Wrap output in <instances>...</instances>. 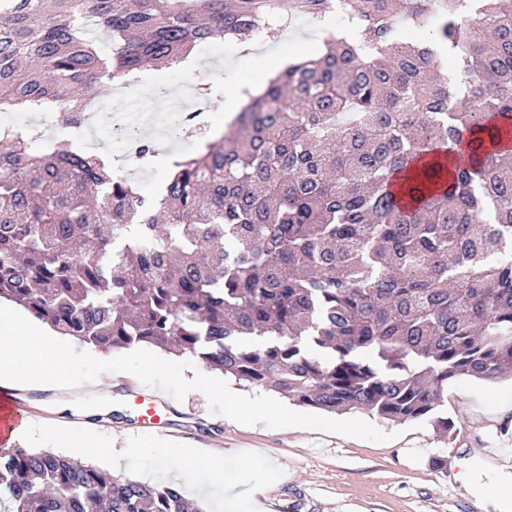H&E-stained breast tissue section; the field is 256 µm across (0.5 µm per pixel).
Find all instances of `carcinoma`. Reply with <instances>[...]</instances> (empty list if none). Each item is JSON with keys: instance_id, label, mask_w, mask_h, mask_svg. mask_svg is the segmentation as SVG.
I'll return each mask as SVG.
<instances>
[{"instance_id": "obj_1", "label": "carcinoma", "mask_w": 512, "mask_h": 512, "mask_svg": "<svg viewBox=\"0 0 512 512\" xmlns=\"http://www.w3.org/2000/svg\"><path fill=\"white\" fill-rule=\"evenodd\" d=\"M3 0L0 111L336 8L155 197L65 142L0 128V299L104 350L160 347L299 406L424 420L512 373V0ZM93 21L112 38L101 53ZM453 80L435 67L439 49ZM244 336H255L252 344ZM5 512H204L171 485L0 448Z\"/></svg>"}]
</instances>
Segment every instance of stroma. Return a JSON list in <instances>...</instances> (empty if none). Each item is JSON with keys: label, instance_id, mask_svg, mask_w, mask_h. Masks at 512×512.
I'll list each match as a JSON object with an SVG mask.
<instances>
[{"label": "stroma", "instance_id": "obj_1", "mask_svg": "<svg viewBox=\"0 0 512 512\" xmlns=\"http://www.w3.org/2000/svg\"><path fill=\"white\" fill-rule=\"evenodd\" d=\"M336 30L333 22L320 25L302 16L275 43L267 37L227 38L194 48L197 71L144 69L136 88L97 97L98 136L110 138L113 109L131 103L163 115L216 77L229 94L240 83L265 87V55L308 51ZM166 145L169 155L179 157L201 148L200 141L171 135ZM169 155L152 157L141 169L137 181L145 195L160 189L170 172ZM104 379V395L78 389L25 391V417L40 421L43 429L18 437L17 445L52 449L55 428L89 429L102 449L96 465L147 482L181 485V458L154 450L156 432L139 428L128 405L126 392L140 388V381L122 373ZM447 407L456 423L452 437L440 436L424 421L397 425L375 417L372 425L390 436L375 442L301 427L240 425L211 414L206 396L193 390L174 403L164 436L219 463L225 492L235 496L233 512H501L499 499L471 487L466 475L472 471L489 482L500 471L512 472V378L452 379ZM435 457L443 459V466L432 465Z\"/></svg>", "mask_w": 512, "mask_h": 512}]
</instances>
